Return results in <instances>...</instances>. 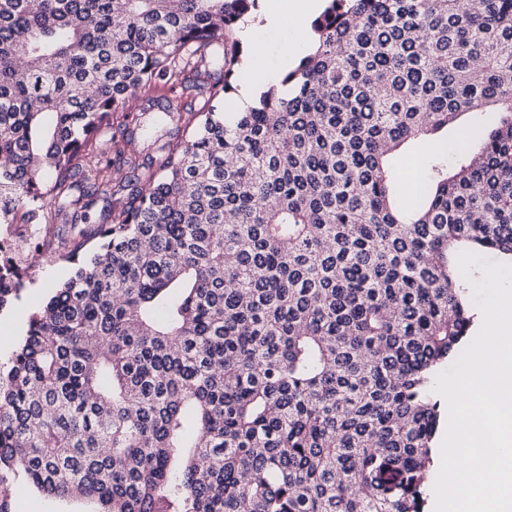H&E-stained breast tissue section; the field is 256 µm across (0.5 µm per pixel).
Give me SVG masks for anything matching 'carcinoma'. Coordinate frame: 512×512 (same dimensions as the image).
<instances>
[{
	"instance_id": "cac0c4a2",
	"label": "carcinoma",
	"mask_w": 512,
	"mask_h": 512,
	"mask_svg": "<svg viewBox=\"0 0 512 512\" xmlns=\"http://www.w3.org/2000/svg\"><path fill=\"white\" fill-rule=\"evenodd\" d=\"M325 2L226 112L259 0H0V217L76 265L0 369V482L422 512L431 377L473 323L456 256L512 258V0ZM474 112L478 150L403 208L391 156ZM27 278L0 257V308Z\"/></svg>"
}]
</instances>
